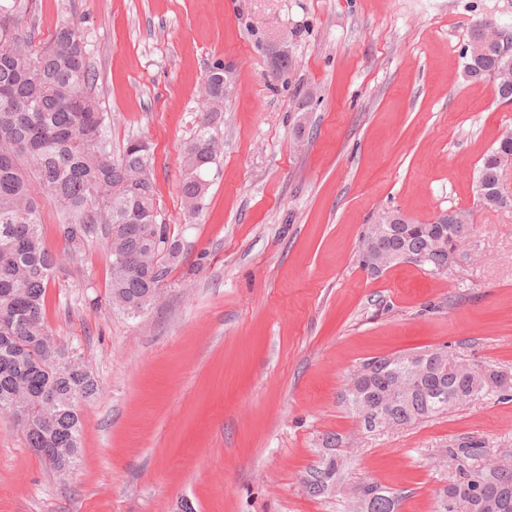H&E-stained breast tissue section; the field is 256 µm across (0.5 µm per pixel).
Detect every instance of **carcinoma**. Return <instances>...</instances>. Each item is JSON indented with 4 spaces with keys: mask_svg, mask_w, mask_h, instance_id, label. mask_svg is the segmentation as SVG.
Returning <instances> with one entry per match:
<instances>
[{
    "mask_svg": "<svg viewBox=\"0 0 512 512\" xmlns=\"http://www.w3.org/2000/svg\"><path fill=\"white\" fill-rule=\"evenodd\" d=\"M33 0L0 3V416L23 415L20 427L28 447L54 468L71 465L80 452L78 394L93 397L98 384L76 350L58 342L44 316L47 284L57 263L40 230L41 212L50 205L61 214L58 233L67 255L78 257L89 238L101 232L110 257V300L128 313H140L146 297L160 290L169 263L179 255L167 225L159 221L151 157L146 144L127 141L112 155L81 22L65 19L43 43H35ZM512 38L487 44L467 58V76L490 77L498 99L512 103ZM224 111V66L217 61L205 78L200 113L183 148L181 193L186 210L202 211L208 188L204 175L217 163L219 146L212 118ZM512 161V130L483 157L477 182L489 196L484 209L512 204L502 170ZM460 223L406 221L379 240L393 253L433 276L457 264L456 248L468 214ZM355 390L341 397L364 431L404 428L478 399L489 391L508 395L512 377L489 365L471 364L435 350L378 356L356 370ZM342 437L324 436L325 451L302 478L306 492L327 497L342 490L348 466ZM488 442L465 438L446 445L458 478L436 493L434 512H487L476 490L498 500L494 512H512V464L483 465ZM353 512H400L401 494L371 480L351 488Z\"/></svg>",
    "mask_w": 512,
    "mask_h": 512,
    "instance_id": "cac0c4a2",
    "label": "carcinoma"
}]
</instances>
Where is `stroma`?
<instances>
[{
    "mask_svg": "<svg viewBox=\"0 0 512 512\" xmlns=\"http://www.w3.org/2000/svg\"><path fill=\"white\" fill-rule=\"evenodd\" d=\"M81 22L113 151L145 141L156 202L180 247L159 298L112 306L101 236L53 271L45 321L98 383L62 475L0 417V512H348L300 478L323 434L344 438L348 481L433 512L455 479L446 442L488 441L512 464V400L494 393L433 420L365 433L339 403L364 360L445 348L512 374V207L475 199L512 104L463 72L472 29L512 38V0H36L47 40ZM288 46L289 74L273 79ZM230 83L205 207L181 197L184 142L209 68ZM312 91L296 109L297 88ZM469 213L445 277L358 264L385 211Z\"/></svg>",
    "mask_w": 512,
    "mask_h": 512,
    "instance_id": "obj_1",
    "label": "stroma"
}]
</instances>
